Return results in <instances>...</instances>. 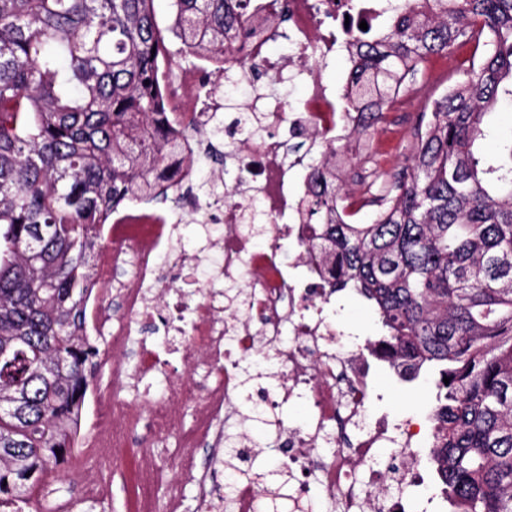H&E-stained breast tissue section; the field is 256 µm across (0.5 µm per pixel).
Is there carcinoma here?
I'll use <instances>...</instances> for the list:
<instances>
[{"label": "carcinoma", "mask_w": 512, "mask_h": 512, "mask_svg": "<svg viewBox=\"0 0 512 512\" xmlns=\"http://www.w3.org/2000/svg\"><path fill=\"white\" fill-rule=\"evenodd\" d=\"M0 0V503L17 501L76 444L98 346L86 335L95 226L140 199L176 206L165 181L182 134L162 112L159 71L175 57H223L250 0ZM460 76L419 115L409 165L366 224L312 139L309 233L297 247L334 266L332 292L371 302L391 366L433 376L429 461L448 512H512V138L481 154L489 118L512 102V0H401L386 33L358 31L344 106L364 137L394 87L436 57ZM449 383H444V378ZM238 440H224L234 485Z\"/></svg>", "instance_id": "cac0c4a2"}]
</instances>
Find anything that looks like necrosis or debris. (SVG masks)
I'll list each match as a JSON object with an SVG mask.
<instances>
[{
    "instance_id": "necrosis-or-debris-1",
    "label": "necrosis or debris",
    "mask_w": 512,
    "mask_h": 512,
    "mask_svg": "<svg viewBox=\"0 0 512 512\" xmlns=\"http://www.w3.org/2000/svg\"><path fill=\"white\" fill-rule=\"evenodd\" d=\"M254 2L246 35L236 37L231 45L236 71L244 76L258 64L278 77L289 74L305 85L307 95L289 108L256 88L241 104L242 111L257 113L261 124L247 138L244 150L224 162L225 170L236 171L237 178L219 209V219L224 225L221 276L232 280L244 272L252 275L242 312L224 317L223 287L213 281L197 285L189 273L185 288L175 290L174 300L155 308L163 328L158 342L138 345L143 377H161L160 353L171 350L189 364H203L211 380L202 413L179 433L181 469L169 486V496L179 499L185 487L193 485L200 512H220L224 484L197 472L194 451L201 437L222 435L224 416L236 407L240 367L264 346L278 355L283 372L277 384L258 395L256 409L272 413L293 400L305 401L309 407L302 425L276 426L277 435L288 439L289 497L301 500L318 494L331 512H405L407 492L425 484L420 449L432 434L414 417L398 422L383 417L369 420L372 353L365 345L346 341L345 331L325 313L332 270L304 251L285 258L279 245L280 239L296 238L306 230L297 185L307 182L310 173L307 156H288L281 131L311 125L326 141L351 138L353 122L343 110L342 95L321 80L315 64L346 51L347 28L376 24L393 0H288V27L283 31L265 9L270 0ZM281 35L287 38L289 54L275 60L266 47ZM222 75V64L209 58L175 74L161 72L162 109L188 133L178 155L179 184L192 181L198 171L201 143L194 131L206 129L220 117L225 136L238 133L233 113L224 109ZM255 208L273 232L276 243L271 247L257 246L243 229L246 214ZM175 218L172 210L128 205L112 211L100 224V235L114 249L94 258L87 301L93 332L111 336L117 345L133 335L134 321L148 309L141 285L157 280L159 259L168 252ZM122 266L129 267L135 285L123 293L127 317L115 326L101 314L98 300L110 293L113 276ZM163 379L165 399L146 410L116 405L110 395L93 393L94 406L112 422L109 446L122 447L125 419L145 414L158 431L173 428L175 402L194 399L196 387L181 378Z\"/></svg>"
}]
</instances>
